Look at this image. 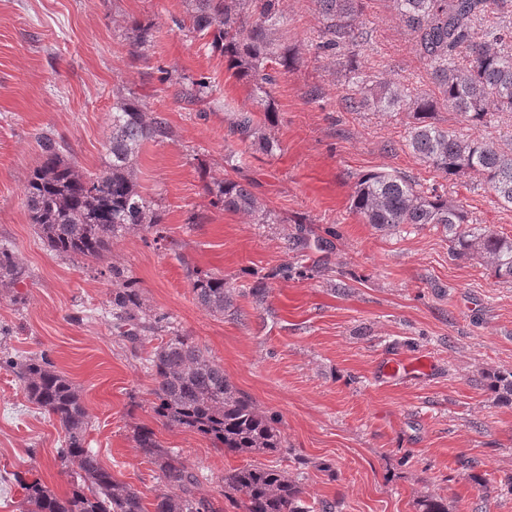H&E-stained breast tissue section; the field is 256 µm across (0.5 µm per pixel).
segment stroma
<instances>
[{
	"instance_id": "35a3bbf8",
	"label": "stroma",
	"mask_w": 512,
	"mask_h": 512,
	"mask_svg": "<svg viewBox=\"0 0 512 512\" xmlns=\"http://www.w3.org/2000/svg\"><path fill=\"white\" fill-rule=\"evenodd\" d=\"M279 8L295 62L271 88L276 117L265 132L275 148L267 152L229 135V113L256 111L252 89L193 30L185 0H0V242L28 272L0 287V359L47 354L79 390L88 448L147 501L158 481L133 438L140 425L225 512H237L224 500L225 474L258 463L289 470L306 503L329 500L336 512H420L428 496L447 499L448 512H512L503 483L512 475V405L487 387L488 374L512 371V284L492 279L479 261L452 259L442 230L380 231L351 201L362 175L395 170L447 191L474 224L509 236L512 208L478 181L448 179L419 160L406 145V113L345 109L356 79L394 80L412 95L434 89L392 0H367L350 69L346 52L317 50L314 0H280ZM135 20L153 32L138 51ZM204 77L211 93L181 101V84ZM313 87L319 98L309 97ZM119 89L175 131L173 140L147 143L135 165L167 242L155 245L140 229L113 240L102 261L56 255L23 194L40 163L35 135L64 140L78 170H101ZM435 122L512 148L510 114L474 126L442 108ZM230 149L235 172L224 163ZM230 176L252 185L275 223L213 206L208 185ZM112 262L137 281L151 314L206 349L234 387L278 419L289 454H227L158 420L148 356L160 338L134 346L119 336L103 274ZM195 269L233 287L223 315L197 302ZM260 281L267 292L258 304L251 289ZM393 353L427 359L429 374L383 377L380 364ZM63 440L59 423L1 367L0 512H20L19 476L72 491L57 459ZM296 456L309 467L295 468Z\"/></svg>"
}]
</instances>
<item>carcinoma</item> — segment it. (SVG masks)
<instances>
[{
    "instance_id": "1",
    "label": "carcinoma",
    "mask_w": 512,
    "mask_h": 512,
    "mask_svg": "<svg viewBox=\"0 0 512 512\" xmlns=\"http://www.w3.org/2000/svg\"><path fill=\"white\" fill-rule=\"evenodd\" d=\"M321 16L318 48H344L356 56L363 32L365 0H316ZM412 36L417 55L429 70L436 91L410 96L391 80L358 84L344 97L349 111L407 112L413 119L408 148L422 161L453 178L468 175L484 185L497 201L512 206V151L478 139H465L431 122L441 107L465 121L481 125L495 112L512 113V29L491 39L476 40L475 27L489 13L507 11L512 0H393ZM279 0H189L193 28L211 38L210 46L224 54L227 69L249 83L264 121L240 112L231 134L242 142L273 148L264 134L272 121L271 86L277 76L269 65L286 72L293 63L288 48L277 42L281 21ZM458 59L448 64L449 59ZM209 82L181 88V97L201 101ZM173 139L167 119L146 112L139 101L117 91L112 104V134L104 169L80 173L64 158V142L52 134L38 137L41 162L25 186L30 220L40 238L58 255L101 260L112 239L134 227H145L153 242L166 240L161 212L136 190L135 159L143 144ZM213 204L227 212L255 216L270 223L271 213L250 185L225 179L209 190ZM353 212L379 230L401 224H427L448 233L451 256L481 261L498 281H512V236L470 224L468 212L438 188L422 189L398 171H373L360 177L352 199ZM112 290V319L120 336L132 344L149 332H165L149 361L153 376V411L164 425L194 431L232 455H261L286 450L278 420L266 415L246 394L235 389L208 352L189 337L163 329L143 307L140 289L124 268L107 266ZM194 293L208 312L224 314L232 288L224 278L192 271ZM26 271L4 245L0 246V284L15 285ZM5 366L22 383L28 401L56 420L64 431L57 457L74 467L77 489L61 496L39 479L21 482L22 512H222L197 495V477L180 457L165 448L154 430L137 428L134 439L142 455L158 472L160 485L152 502L131 485L116 479L86 447L88 421L79 391L55 370L47 356L8 359ZM496 397L512 403V372L490 378ZM299 482L288 471L267 465L235 468L224 474V497L243 512H335L336 503L309 505Z\"/></svg>"
}]
</instances>
